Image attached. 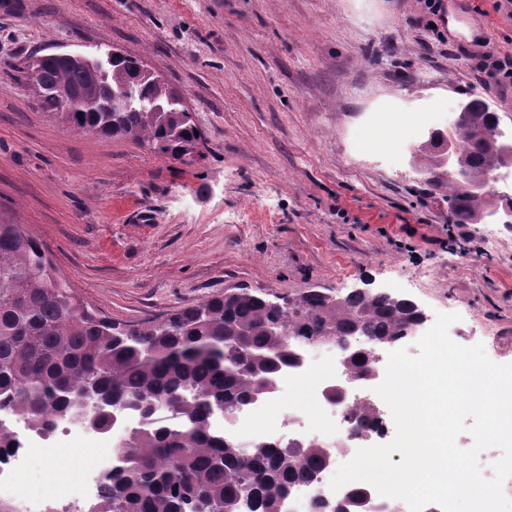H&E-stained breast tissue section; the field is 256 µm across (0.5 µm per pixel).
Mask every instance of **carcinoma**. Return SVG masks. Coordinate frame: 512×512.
I'll return each mask as SVG.
<instances>
[{
  "label": "carcinoma",
  "instance_id": "1",
  "mask_svg": "<svg viewBox=\"0 0 512 512\" xmlns=\"http://www.w3.org/2000/svg\"><path fill=\"white\" fill-rule=\"evenodd\" d=\"M43 111L70 130L123 136L175 160L195 154L200 135L181 95L141 61L123 54L92 80L66 56L34 57L22 69ZM123 89L128 103L108 112L90 100ZM71 94L61 110L57 92ZM453 130L458 167L478 179L501 166L498 117L478 102L463 108ZM444 137L422 150L431 174L441 168ZM493 206L480 188L462 189L448 177V207L468 219ZM422 312L386 292L332 296L312 288L295 298L270 301L233 288L161 323L120 327L90 312L71 285L58 277L41 240L0 218V410L26 415L36 429L53 427L75 411L89 387L103 399L172 407L179 425L148 418L117 449L121 466L107 477L94 512H193L204 497L213 512H284L292 488L315 482L327 450L316 444L247 453L212 429L211 405L233 414L255 403L261 387L274 391L277 375L299 366L309 341L344 347L345 370L358 381L375 367L373 349L410 337ZM366 492L354 483L333 507L317 512H362Z\"/></svg>",
  "mask_w": 512,
  "mask_h": 512
}]
</instances>
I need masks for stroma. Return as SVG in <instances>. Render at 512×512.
Masks as SVG:
<instances>
[{"label": "stroma", "instance_id": "1", "mask_svg": "<svg viewBox=\"0 0 512 512\" xmlns=\"http://www.w3.org/2000/svg\"><path fill=\"white\" fill-rule=\"evenodd\" d=\"M138 57L185 99L198 153L173 160L42 112L17 64L38 52ZM512 54L491 0H0V217L27 225L99 316L160 320L229 288L269 299L387 291L512 363V226L488 247L455 221L412 126L372 113L461 112L512 125ZM456 237H449V229ZM37 464L36 492L94 463ZM480 72H488V75L496 78V82H508L512 84V56H498L494 52H489L484 56L478 66Z\"/></svg>", "mask_w": 512, "mask_h": 512}]
</instances>
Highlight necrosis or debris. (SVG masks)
Listing matches in <instances>:
<instances>
[{
  "instance_id": "obj_1",
  "label": "necrosis or debris",
  "mask_w": 512,
  "mask_h": 512,
  "mask_svg": "<svg viewBox=\"0 0 512 512\" xmlns=\"http://www.w3.org/2000/svg\"><path fill=\"white\" fill-rule=\"evenodd\" d=\"M346 377L337 357L324 361L311 357L300 367L288 370L278 378L276 394L243 411L224 415L216 421L215 426L233 435L239 447L244 450L256 442L278 446L315 442L333 449L338 458L352 459L358 449L390 435L392 416L388 412H380L365 423L360 433H352L347 419L348 404L333 405L324 397L326 387ZM294 385L309 390L314 406L322 412V422L306 419L302 410L298 409L287 420L275 419L264 429L249 430L252 418L277 405L279 392ZM12 421L13 430L19 436L22 446L0 461V506H6L9 512H83L84 503L99 500L106 477L118 461L115 448L124 441V427L113 429L111 444L94 446L97 463L94 468L85 471L78 481L58 483L49 493L34 495L26 486L33 467L44 461H60L67 456L68 451L48 444L46 437L34 431L25 416L14 415Z\"/></svg>"
}]
</instances>
